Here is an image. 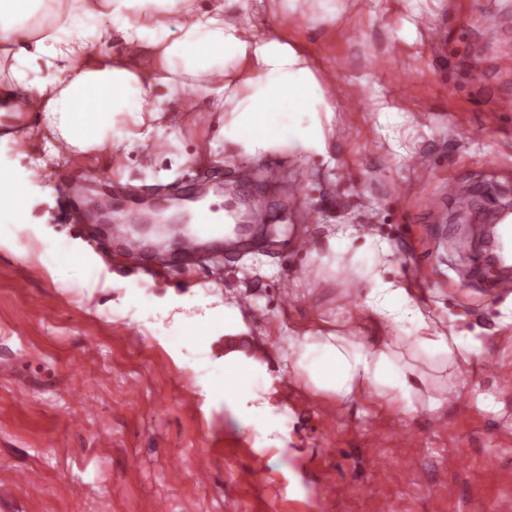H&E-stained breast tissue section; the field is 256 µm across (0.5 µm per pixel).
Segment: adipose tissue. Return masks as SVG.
I'll return each mask as SVG.
<instances>
[{
    "label": "adipose tissue",
    "mask_w": 512,
    "mask_h": 512,
    "mask_svg": "<svg viewBox=\"0 0 512 512\" xmlns=\"http://www.w3.org/2000/svg\"><path fill=\"white\" fill-rule=\"evenodd\" d=\"M300 0H0V71L11 82L0 92V110L39 101L43 124L60 144L82 152L111 148V135L144 140V127L164 113V97L213 96L224 113V153L248 160L284 151L327 156L336 98L326 94L312 53L279 28L257 34L254 13L278 20L298 12ZM118 40L107 57L89 53L93 42ZM48 71V81L35 75ZM48 269L68 268L90 277L96 264L72 240H50L41 255ZM350 261L363 285L372 321L394 324L397 336L365 341L345 325L291 337L288 367L304 376L315 395L337 401L388 404L403 415L442 401L423 397L429 374L424 358L455 368L477 352L474 337L439 331L413 289L389 278L390 245L357 241L350 233L328 238L323 263ZM241 426L260 427L253 409L238 399L242 385L259 388L254 364L213 369Z\"/></svg>",
    "instance_id": "adipose-tissue-1"
}]
</instances>
